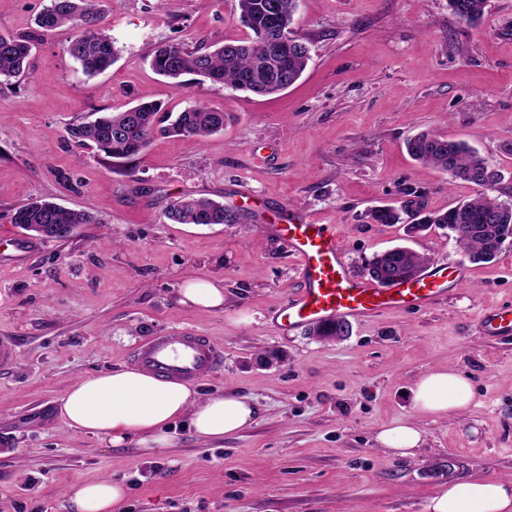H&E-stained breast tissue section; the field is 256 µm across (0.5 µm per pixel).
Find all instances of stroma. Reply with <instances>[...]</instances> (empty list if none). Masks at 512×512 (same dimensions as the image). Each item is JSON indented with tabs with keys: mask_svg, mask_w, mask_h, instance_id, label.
Wrapping results in <instances>:
<instances>
[{
	"mask_svg": "<svg viewBox=\"0 0 512 512\" xmlns=\"http://www.w3.org/2000/svg\"><path fill=\"white\" fill-rule=\"evenodd\" d=\"M45 3L0 0V34L33 31ZM108 6L118 60L107 71L84 76L63 27L33 51L34 78L0 83V337L17 352L0 367V512H71L67 490L103 478L125 489L118 512H424L449 482L512 478V335L480 328L486 310L512 306V245L474 264L447 230L410 238L366 217L409 198L445 211L475 195L410 158L406 141L423 132L466 141L502 174L493 197L512 204V0H487L475 26L448 0H300L311 59L272 96L209 82L178 90L149 65L162 45L244 38L237 0ZM141 101L172 112L200 103L226 123L201 142L155 136L129 160L69 140L68 125ZM182 196L251 221L170 223ZM34 200L92 207L98 220L47 241L12 222ZM290 220L330 225L354 273L403 245L462 264L470 284L420 312L351 321L337 341L307 327L280 334L272 316L303 286L278 230ZM193 277L223 280V308L180 304ZM186 332L224 353L194 391L259 405L239 435L208 442L179 423L175 445L149 455L56 414L77 379L128 367L150 337ZM441 368L469 381L473 401L416 418L412 391ZM412 418L425 435L414 456L377 443L380 429Z\"/></svg>",
	"mask_w": 512,
	"mask_h": 512,
	"instance_id": "35a3bbf8",
	"label": "stroma"
}]
</instances>
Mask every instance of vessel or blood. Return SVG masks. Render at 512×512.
<instances>
[{"instance_id": "1", "label": "vessel or blood", "mask_w": 512, "mask_h": 512, "mask_svg": "<svg viewBox=\"0 0 512 512\" xmlns=\"http://www.w3.org/2000/svg\"><path fill=\"white\" fill-rule=\"evenodd\" d=\"M281 233L299 258L306 283L275 313L274 323L283 333L336 319L358 320L387 309L420 311L446 296L450 286L464 282L463 269L443 261L427 267L417 279L381 286L351 272L329 225L290 223ZM481 323L487 335L510 334L512 310L486 311ZM219 357L206 337L184 333L151 338L136 349L133 362L163 377L193 381L209 376Z\"/></svg>"}]
</instances>
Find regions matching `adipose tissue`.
I'll use <instances>...</instances> for the list:
<instances>
[{
	"mask_svg": "<svg viewBox=\"0 0 512 512\" xmlns=\"http://www.w3.org/2000/svg\"><path fill=\"white\" fill-rule=\"evenodd\" d=\"M473 392L457 371L423 375L413 391L417 416L442 417L449 409H467ZM58 411L68 425L112 444H132L148 451L168 448V432L175 421H186L204 440L218 441L245 430L259 409L230 390L199 396L189 385L143 370L119 368L78 379L60 399ZM425 437L416 420L385 427L376 436L382 447L402 457L413 455ZM75 512H117L122 484L109 479L69 488ZM425 512H512V480H458L429 499Z\"/></svg>",
	"mask_w": 512,
	"mask_h": 512,
	"instance_id": "1",
	"label": "adipose tissue"
}]
</instances>
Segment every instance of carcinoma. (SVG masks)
<instances>
[{
  "mask_svg": "<svg viewBox=\"0 0 512 512\" xmlns=\"http://www.w3.org/2000/svg\"><path fill=\"white\" fill-rule=\"evenodd\" d=\"M276 3L280 16L281 53L268 52L265 31L270 22L268 4ZM486 0H448L452 13L469 24L483 15ZM299 0H238L239 21L246 38L226 43L219 48L189 49L181 44L157 48L150 64L155 72L173 80L177 88L186 86L182 77L196 75L198 83H222L235 91L271 95L280 78L294 84L310 59L307 39L294 27ZM101 0H48L36 18L42 32L61 26L75 31L68 53L80 65L82 73L94 77L116 61L111 34L102 22ZM36 36L0 34V82L25 74ZM226 113L205 105L186 107L175 116L160 113L155 103H139L121 112H112L88 123L67 128L69 139L80 147H92L107 158L129 159L142 153L155 135L194 137L200 141L224 129ZM407 152L415 161L448 174L449 182L457 180L488 188L495 185L489 176L498 174L485 159L462 140H449L441 134L422 133L407 141ZM497 199L484 192L442 213H426L421 205L410 201L397 209L381 206L367 214L373 224H400L402 215L419 224L423 230L436 225L450 232L457 246L473 263L495 259L512 241V207L494 218ZM166 217L176 224H246L250 220L245 209L230 210L209 198L185 197L175 200ZM91 208L72 210L47 201L25 204L13 214L12 222L37 233L44 240L70 237L80 224L97 222ZM429 257L410 248L397 246L374 254L365 262L363 273L376 283L387 286L397 277L410 279L427 265Z\"/></svg>",
  "mask_w": 512,
  "mask_h": 512,
  "instance_id": "obj_1",
  "label": "carcinoma"
}]
</instances>
